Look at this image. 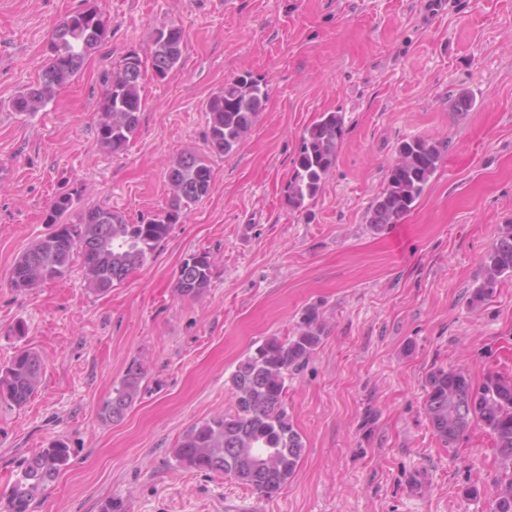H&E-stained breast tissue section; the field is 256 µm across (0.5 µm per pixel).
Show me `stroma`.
I'll list each match as a JSON object with an SVG mask.
<instances>
[{"instance_id":"stroma-1","label":"stroma","mask_w":512,"mask_h":512,"mask_svg":"<svg viewBox=\"0 0 512 512\" xmlns=\"http://www.w3.org/2000/svg\"><path fill=\"white\" fill-rule=\"evenodd\" d=\"M93 6L108 38L39 111L13 98L46 64L53 29ZM185 33L180 67L145 76L129 151L95 142L101 75L126 52L149 54L157 28ZM250 72L264 112L233 152L211 159V193L111 293L89 292L81 267L17 291L15 260L50 232L44 216L80 192L128 220L162 213L167 168L207 153L204 104ZM474 101L454 111L459 94ZM344 120L336 166L307 211L285 189L301 136L321 113ZM442 142L445 156L398 224L367 214L402 141ZM512 225V0H0V365L34 348L45 372L24 408L0 404V495L20 463L61 440L71 464L33 512H489L502 475L491 438L446 448L424 410L432 368L474 381L512 376V279L471 301L483 259ZM214 259L210 288L179 296L182 260ZM318 308L322 344L289 372L287 412L304 453L266 498L220 473L177 466L194 424L230 413L228 379L264 340L293 334ZM24 323V337L13 326ZM143 389L117 423L103 401L132 361ZM481 490L464 497L466 487Z\"/></svg>"}]
</instances>
